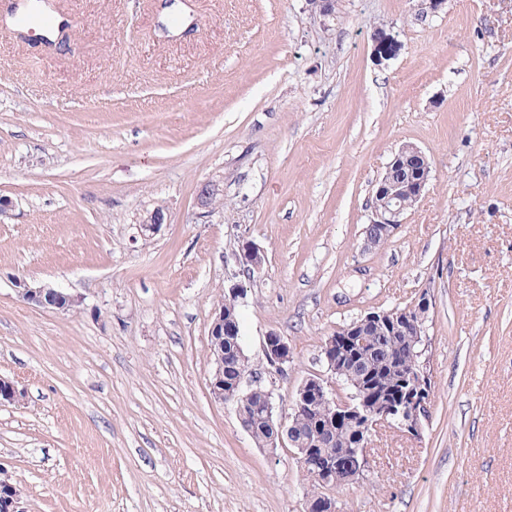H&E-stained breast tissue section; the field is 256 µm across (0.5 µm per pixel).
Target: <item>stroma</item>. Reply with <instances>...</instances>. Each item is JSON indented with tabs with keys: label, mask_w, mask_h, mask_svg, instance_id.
I'll use <instances>...</instances> for the list:
<instances>
[{
	"label": "stroma",
	"mask_w": 512,
	"mask_h": 512,
	"mask_svg": "<svg viewBox=\"0 0 512 512\" xmlns=\"http://www.w3.org/2000/svg\"><path fill=\"white\" fill-rule=\"evenodd\" d=\"M162 2L48 0L67 26L46 42L0 11V377L23 394L0 466L27 512H304L293 448L209 395L233 286L251 361L268 334L290 348L283 414L327 336L427 294L429 416L377 433L336 512H512V0H174L177 35ZM406 144L424 196L365 248ZM208 183L224 205L199 206ZM18 278L79 305L29 304ZM237 260L243 273L249 277L262 271L265 262L264 251L251 241L243 242Z\"/></svg>",
	"instance_id": "1"
}]
</instances>
